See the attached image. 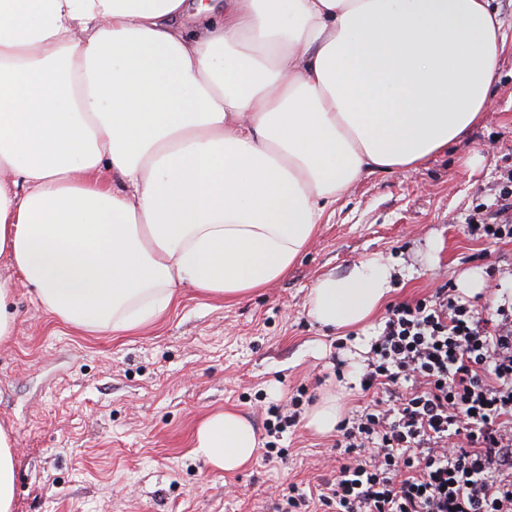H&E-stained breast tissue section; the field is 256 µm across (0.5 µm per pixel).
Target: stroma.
Masks as SVG:
<instances>
[{
	"instance_id": "35a3bbf8",
	"label": "stroma",
	"mask_w": 512,
	"mask_h": 512,
	"mask_svg": "<svg viewBox=\"0 0 512 512\" xmlns=\"http://www.w3.org/2000/svg\"><path fill=\"white\" fill-rule=\"evenodd\" d=\"M507 43L491 103L468 136L409 171L376 172L327 208L287 277L235 301L183 289L157 322L136 332H88L42 310L17 287L10 340L0 342V426L15 439L13 512H307L343 459L340 432L288 428L278 450L227 475L192 454L198 423L233 409L264 432L269 406L289 411L335 397L350 417L376 401L360 388L386 307L342 336L307 314L328 273L381 258L394 265L388 305L460 288L480 272L479 304L512 291V238L470 236L512 204V0H493Z\"/></svg>"
}]
</instances>
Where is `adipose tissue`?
Segmentation results:
<instances>
[{
    "label": "adipose tissue",
    "instance_id": "1",
    "mask_svg": "<svg viewBox=\"0 0 512 512\" xmlns=\"http://www.w3.org/2000/svg\"><path fill=\"white\" fill-rule=\"evenodd\" d=\"M0 0V257L74 327L131 333L178 286L233 301L287 275L327 206L463 139L506 43L489 0ZM382 259L316 280L350 330L386 301ZM257 433L224 410L193 452L224 472Z\"/></svg>",
    "mask_w": 512,
    "mask_h": 512
}]
</instances>
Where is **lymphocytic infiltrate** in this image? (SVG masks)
<instances>
[{"instance_id":"obj_1","label":"lymphocytic infiltrate","mask_w":512,"mask_h":512,"mask_svg":"<svg viewBox=\"0 0 512 512\" xmlns=\"http://www.w3.org/2000/svg\"><path fill=\"white\" fill-rule=\"evenodd\" d=\"M360 379L388 393L338 426L330 512H512V302L437 289L388 310Z\"/></svg>"}]
</instances>
